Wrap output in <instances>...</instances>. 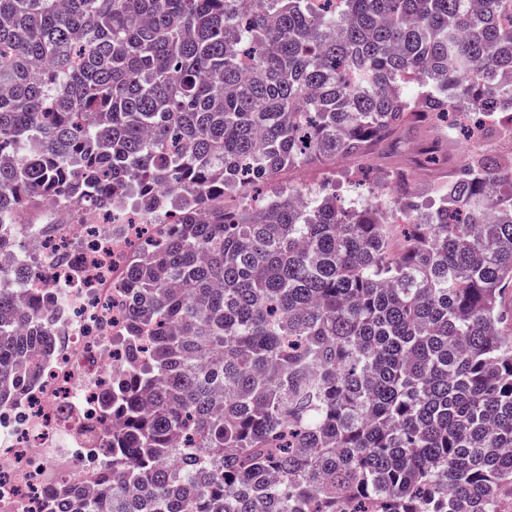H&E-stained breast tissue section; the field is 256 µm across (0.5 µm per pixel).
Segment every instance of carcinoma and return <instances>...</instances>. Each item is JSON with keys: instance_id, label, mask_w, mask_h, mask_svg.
<instances>
[{"instance_id": "obj_1", "label": "carcinoma", "mask_w": 512, "mask_h": 512, "mask_svg": "<svg viewBox=\"0 0 512 512\" xmlns=\"http://www.w3.org/2000/svg\"><path fill=\"white\" fill-rule=\"evenodd\" d=\"M508 76L512 0H0V239L50 201L148 220L120 423L96 491L62 476L46 512H512V163L395 200L399 253L375 198H251L407 124H512ZM33 273L0 269V407L52 349Z\"/></svg>"}]
</instances>
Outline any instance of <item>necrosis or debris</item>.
<instances>
[{"mask_svg":"<svg viewBox=\"0 0 512 512\" xmlns=\"http://www.w3.org/2000/svg\"><path fill=\"white\" fill-rule=\"evenodd\" d=\"M21 249L0 250V265L28 259L34 287L67 286L55 297L62 312L53 317V349L42 367L43 381L11 406L0 408V512H42L50 493V469L62 467L83 484L95 467L88 431L100 421V400L113 372L123 364L114 340L125 321L116 288L125 271L130 238L116 236L95 212L65 217L44 207L38 221H19Z\"/></svg>","mask_w":512,"mask_h":512,"instance_id":"necrosis-or-debris-1","label":"necrosis or debris"}]
</instances>
